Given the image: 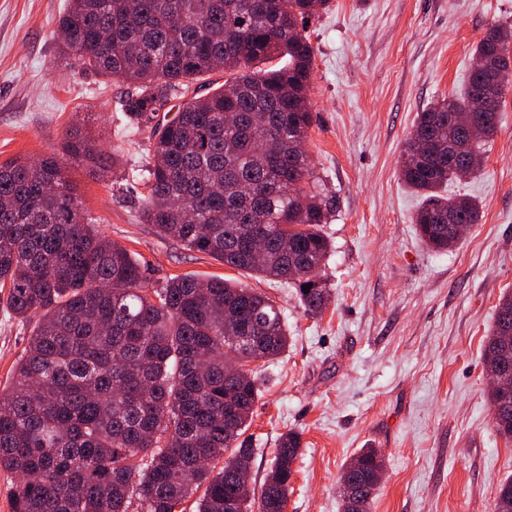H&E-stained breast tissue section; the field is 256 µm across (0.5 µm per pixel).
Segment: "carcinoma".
<instances>
[{
  "label": "carcinoma",
  "instance_id": "1",
  "mask_svg": "<svg viewBox=\"0 0 512 512\" xmlns=\"http://www.w3.org/2000/svg\"><path fill=\"white\" fill-rule=\"evenodd\" d=\"M330 0H70L58 20L65 65L132 87L123 107L149 130L152 161L142 220L165 238L225 265L294 281L310 315L330 292L320 272L330 252L322 232L336 205L302 145L312 124L314 48L306 25ZM279 69L251 64L273 55ZM224 69L213 87L202 76ZM199 86H194V83ZM512 82V24L495 23L473 49L463 95L417 114L401 156V178L422 203L421 241L444 251L460 237L448 217L479 223L476 200L448 196L460 158L497 131ZM207 93L200 95L198 90ZM181 99L173 119L159 107ZM473 113L477 139L457 115ZM233 118H227V114ZM68 152L106 168L95 142L69 134ZM262 234L265 252L250 242ZM0 287L8 309L35 320L0 393V471L14 477L12 512H285L301 439L281 435L260 495L250 483L253 449L243 435L260 396L252 363L288 348V324L266 295L221 278L177 276L158 286L149 268L85 218L54 158L0 164ZM512 295L501 297L485 346L487 373L512 364ZM246 369L227 378V363ZM488 402L497 432L512 440V388ZM378 451L362 449L342 476L361 488L340 512H370ZM222 462L217 467L215 463ZM492 512H512V479Z\"/></svg>",
  "mask_w": 512,
  "mask_h": 512
}]
</instances>
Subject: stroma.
Returning a JSON list of instances; mask_svg holds the SVG:
<instances>
[{
	"label": "stroma",
	"instance_id": "35a3bbf8",
	"mask_svg": "<svg viewBox=\"0 0 512 512\" xmlns=\"http://www.w3.org/2000/svg\"><path fill=\"white\" fill-rule=\"evenodd\" d=\"M68 0H0V163L56 158L106 238L149 266L155 282L230 279L281 309L287 351L261 371L246 436L251 486L261 489L282 433L299 432L286 512H339L345 464L382 454L371 512H491L512 476V442L494 426L484 349L499 300L512 293V85L477 174L449 194L476 198L479 224L434 251L413 216L421 198L399 174L418 112L463 91L489 26L512 23V0H333L312 17L305 149L339 200L323 231L327 309L307 315L293 283L237 270L159 237L142 223L136 175L151 158L123 83L63 67L57 21ZM94 138L113 171L71 156L72 130ZM31 323L10 317L0 289V391L9 389Z\"/></svg>",
	"mask_w": 512,
	"mask_h": 512
}]
</instances>
